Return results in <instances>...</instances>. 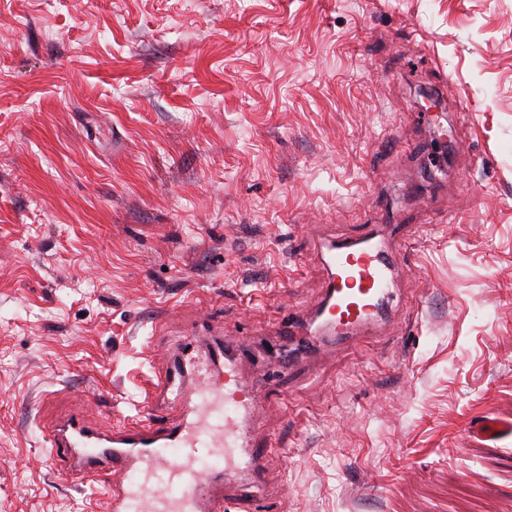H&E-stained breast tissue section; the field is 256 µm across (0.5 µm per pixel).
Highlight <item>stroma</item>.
I'll list each match as a JSON object with an SVG mask.
<instances>
[{
    "mask_svg": "<svg viewBox=\"0 0 512 512\" xmlns=\"http://www.w3.org/2000/svg\"><path fill=\"white\" fill-rule=\"evenodd\" d=\"M399 220L396 329L271 364ZM211 320L269 512H512V0H0V512H105L44 423H144Z\"/></svg>",
    "mask_w": 512,
    "mask_h": 512,
    "instance_id": "35a3bbf8",
    "label": "stroma"
}]
</instances>
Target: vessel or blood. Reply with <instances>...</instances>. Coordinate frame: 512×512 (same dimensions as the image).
<instances>
[{
  "label": "vessel or blood",
  "instance_id": "1",
  "mask_svg": "<svg viewBox=\"0 0 512 512\" xmlns=\"http://www.w3.org/2000/svg\"><path fill=\"white\" fill-rule=\"evenodd\" d=\"M407 227L329 239L320 255L321 299L279 324L280 367L349 344L387 322L391 287L403 266L394 246ZM245 350L214 347L208 364L182 363L159 374L150 421L104 430L71 416L47 431L50 459L77 478H100L107 512H256L264 450L253 447L254 387Z\"/></svg>",
  "mask_w": 512,
  "mask_h": 512
}]
</instances>
